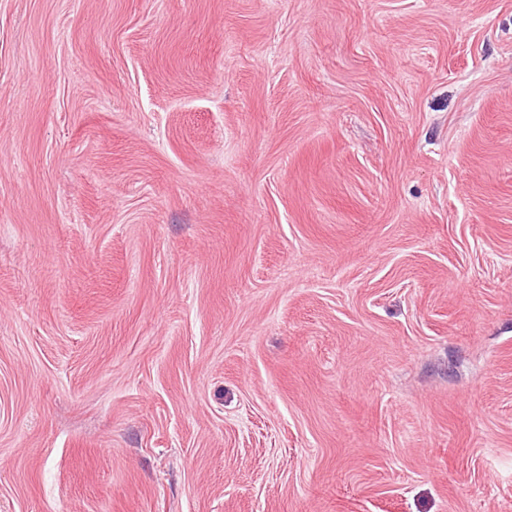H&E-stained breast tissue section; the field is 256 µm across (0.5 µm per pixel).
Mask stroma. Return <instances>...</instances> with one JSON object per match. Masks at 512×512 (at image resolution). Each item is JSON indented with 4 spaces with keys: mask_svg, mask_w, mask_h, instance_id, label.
<instances>
[{
    "mask_svg": "<svg viewBox=\"0 0 512 512\" xmlns=\"http://www.w3.org/2000/svg\"><path fill=\"white\" fill-rule=\"evenodd\" d=\"M0 512H512V0H0Z\"/></svg>",
    "mask_w": 512,
    "mask_h": 512,
    "instance_id": "stroma-1",
    "label": "stroma"
}]
</instances>
